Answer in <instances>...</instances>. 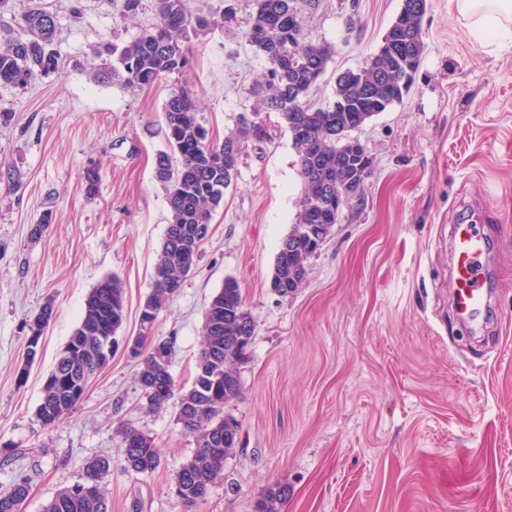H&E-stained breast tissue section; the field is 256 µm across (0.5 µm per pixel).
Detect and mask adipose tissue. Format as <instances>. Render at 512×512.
<instances>
[{
	"label": "adipose tissue",
	"mask_w": 512,
	"mask_h": 512,
	"mask_svg": "<svg viewBox=\"0 0 512 512\" xmlns=\"http://www.w3.org/2000/svg\"><path fill=\"white\" fill-rule=\"evenodd\" d=\"M458 17L464 20L482 43H512V0H450Z\"/></svg>",
	"instance_id": "adipose-tissue-1"
}]
</instances>
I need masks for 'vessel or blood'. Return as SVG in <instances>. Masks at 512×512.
Returning <instances> with one entry per match:
<instances>
[{
	"mask_svg": "<svg viewBox=\"0 0 512 512\" xmlns=\"http://www.w3.org/2000/svg\"><path fill=\"white\" fill-rule=\"evenodd\" d=\"M453 303L463 314L472 315L482 307L486 278L481 262L485 240L477 225L458 224L453 232Z\"/></svg>",
	"mask_w": 512,
	"mask_h": 512,
	"instance_id": "b4317fda",
	"label": "vessel or blood"
}]
</instances>
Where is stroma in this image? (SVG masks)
<instances>
[{
  "label": "stroma",
  "instance_id": "stroma-1",
  "mask_svg": "<svg viewBox=\"0 0 512 512\" xmlns=\"http://www.w3.org/2000/svg\"><path fill=\"white\" fill-rule=\"evenodd\" d=\"M42 2L58 19L62 71L24 89L0 84V110L11 113L0 122V492L27 480L20 512H43L82 482L90 459L108 456L112 512H254L276 482L288 486L282 512H512V45L479 43L448 0H427L410 92L356 133L372 158L365 194L287 297L269 282L301 209L297 157L274 112L267 140L244 143L201 256L153 329L175 338L170 371L187 387L205 310L227 278L255 321L241 395L226 407L241 444L189 511L171 486L194 441L175 406L147 408L123 350L54 427L42 428L36 410L88 293L107 276L124 286L120 335H136L169 219L154 172L169 150L164 103L174 87L193 90L216 139L252 114L251 89L267 69L245 39L253 2L189 0L216 25L188 40L190 67L145 90L96 83L89 61L151 24L152 7L129 18L108 0ZM401 6L318 0L304 10L305 43L335 49L314 106L334 102L337 75L378 51ZM91 167L101 175L92 200ZM46 213L50 224L31 237ZM467 223L490 246L493 286L487 311L471 319L452 304V229ZM48 303L53 318L18 382L28 324ZM128 423L158 444L155 472L124 470Z\"/></svg>",
  "mask_w": 512,
  "mask_h": 512
}]
</instances>
